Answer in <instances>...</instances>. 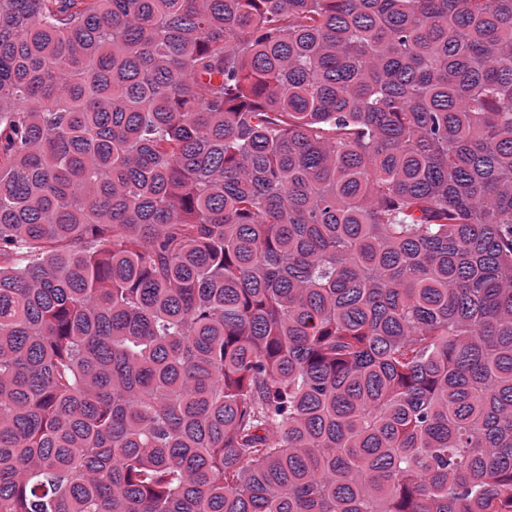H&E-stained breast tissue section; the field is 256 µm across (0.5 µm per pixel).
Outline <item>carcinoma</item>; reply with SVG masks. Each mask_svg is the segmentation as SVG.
Here are the masks:
<instances>
[{"mask_svg":"<svg viewBox=\"0 0 512 512\" xmlns=\"http://www.w3.org/2000/svg\"><path fill=\"white\" fill-rule=\"evenodd\" d=\"M0 512H512V0H0Z\"/></svg>","mask_w":512,"mask_h":512,"instance_id":"obj_1","label":"carcinoma"}]
</instances>
